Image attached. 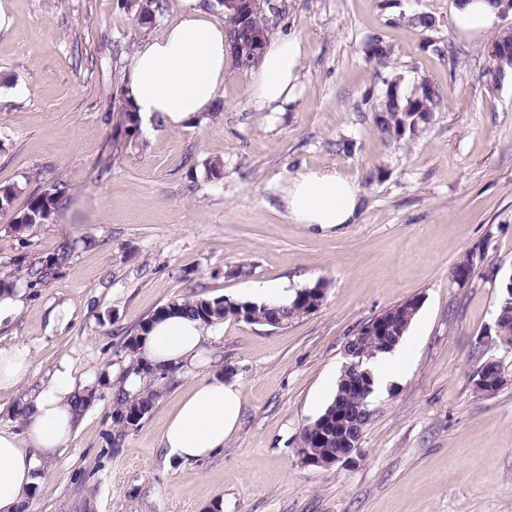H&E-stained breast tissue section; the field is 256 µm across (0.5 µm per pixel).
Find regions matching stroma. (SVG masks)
<instances>
[{"label":"stroma","instance_id":"stroma-1","mask_svg":"<svg viewBox=\"0 0 512 512\" xmlns=\"http://www.w3.org/2000/svg\"><path fill=\"white\" fill-rule=\"evenodd\" d=\"M0 30V183L41 173L70 198L50 224L10 225L27 197L0 210V279L25 291L0 347L26 344L38 383L64 358L96 397L68 451L50 465L31 512H512V344L495 333L499 283L512 272V73L491 77L493 28L462 31L454 0H276L269 35L304 43L293 100L250 104L251 75L229 68L223 108L171 128L155 120L138 144L120 134L122 77L138 47L175 21L178 0L148 27L121 0H4ZM431 15L426 29L415 15ZM431 84L430 121L402 136L375 123L389 88ZM352 150H337L340 141ZM224 177L209 179L210 162ZM334 170L362 197L356 223L329 231L289 218L280 188L305 170ZM94 246H87V239ZM70 248L43 284L25 262ZM483 252L471 280L456 264ZM324 283L322 306L279 327L225 319L217 364L176 369L133 429L112 420V368L123 332L187 295L255 300ZM422 305L396 377L372 397L363 454L307 466L302 427L330 401L347 342L401 302ZM504 385L476 391L488 359ZM233 365L240 417L223 449L182 462L161 433L179 398Z\"/></svg>","mask_w":512,"mask_h":512}]
</instances>
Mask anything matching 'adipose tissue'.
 Instances as JSON below:
<instances>
[{
  "instance_id": "obj_1",
  "label": "adipose tissue",
  "mask_w": 512,
  "mask_h": 512,
  "mask_svg": "<svg viewBox=\"0 0 512 512\" xmlns=\"http://www.w3.org/2000/svg\"><path fill=\"white\" fill-rule=\"evenodd\" d=\"M305 47L296 37L269 43L253 67L251 102L256 110H282L293 98ZM232 53L217 21L199 0H178V18L136 51L123 77L124 93L139 118L158 117L179 127L210 111L224 87ZM282 199L291 220L330 230L352 224L361 206L355 184L340 173L306 171L288 180ZM212 327L184 315L155 322L139 357L156 372L202 366ZM31 367L22 344L0 348V399L19 398L24 409L20 431L0 428V512H19L30 492L48 475L49 465L65 453L81 419L76 394L88 389L76 378L71 361L58 362L31 387L23 380ZM240 393L222 378H201L181 398L161 443L169 454L191 461L224 447L240 415Z\"/></svg>"
}]
</instances>
